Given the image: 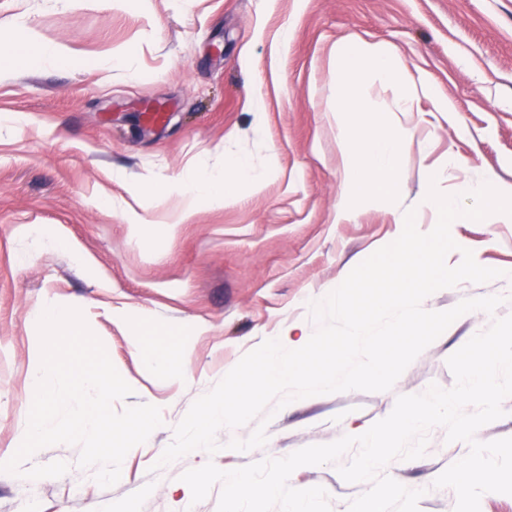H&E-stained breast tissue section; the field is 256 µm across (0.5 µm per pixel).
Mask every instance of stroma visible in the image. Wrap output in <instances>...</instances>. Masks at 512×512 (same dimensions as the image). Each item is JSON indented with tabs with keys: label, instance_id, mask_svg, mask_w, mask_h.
I'll return each mask as SVG.
<instances>
[{
	"label": "stroma",
	"instance_id": "35a3bbf8",
	"mask_svg": "<svg viewBox=\"0 0 512 512\" xmlns=\"http://www.w3.org/2000/svg\"><path fill=\"white\" fill-rule=\"evenodd\" d=\"M363 41L426 74L456 111H435L419 96L402 112L390 108L389 88L364 83L363 94L388 105L390 125L407 135L404 191L394 202L358 204L340 221L344 144L326 107L332 49ZM43 44L59 47L63 61L38 60ZM120 50L123 65L112 61ZM153 112L161 122L150 121ZM453 157L469 165L449 171L442 193H458L465 178L512 186V0H0V459L19 447L31 408L33 316L52 302L81 310L132 387L116 411L152 404L163 420L110 487L96 481V467L79 466V446L38 450L24 468L62 461L68 471L38 480L0 472V512H121L129 503L136 512H217L220 486L192 502L182 473L328 444L386 418L399 396L451 389L448 357L512 315V223L491 216L452 225L458 248L448 261L460 262L466 248L502 277L439 290L432 307L502 296L494 313L459 317L390 390L294 400L268 421L264 446L228 447L251 436L253 420L219 430L215 454L158 463L192 403L243 355L284 325L315 331L310 302L401 234L397 214L415 210L420 232L434 228L437 212L416 203L428 169ZM238 159L265 173L261 189L239 186L221 207L200 202L189 223L156 233L180 199L144 190L147 179L198 166L216 173ZM140 326L160 346L186 341L189 378L147 367L129 342ZM467 448L438 426L423 457L393 460L383 472L421 490L418 512H454V490L434 481ZM354 456L299 467L288 484L323 487L331 512H348L368 488L338 472Z\"/></svg>",
	"mask_w": 512,
	"mask_h": 512
}]
</instances>
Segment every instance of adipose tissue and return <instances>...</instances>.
<instances>
[{"instance_id": "obj_1", "label": "adipose tissue", "mask_w": 512, "mask_h": 512, "mask_svg": "<svg viewBox=\"0 0 512 512\" xmlns=\"http://www.w3.org/2000/svg\"><path fill=\"white\" fill-rule=\"evenodd\" d=\"M240 181L248 182L252 188L257 189L261 187L264 176L253 171L242 159L225 167L223 173L218 175L206 173L202 169L180 175L177 181L180 205L168 221L159 223V231H168L173 224L186 223L195 211L200 197H207L212 205L223 206L231 199L234 187ZM131 343L157 373L166 377L184 374L185 369L179 356L181 343L177 342L160 348L147 343L139 332L132 335Z\"/></svg>"}]
</instances>
